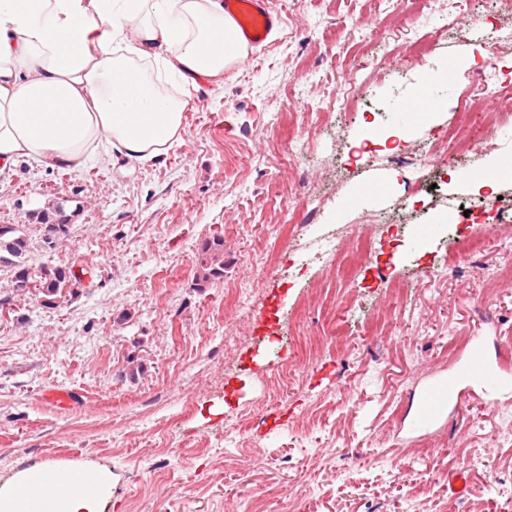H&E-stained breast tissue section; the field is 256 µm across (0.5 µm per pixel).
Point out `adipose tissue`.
<instances>
[{"label":"adipose tissue","instance_id":"1","mask_svg":"<svg viewBox=\"0 0 512 512\" xmlns=\"http://www.w3.org/2000/svg\"><path fill=\"white\" fill-rule=\"evenodd\" d=\"M222 0H0V165L77 168L111 152L160 157L187 99L162 79L219 87L246 55ZM52 469L0 487V512H100L112 491L59 495Z\"/></svg>","mask_w":512,"mask_h":512}]
</instances>
